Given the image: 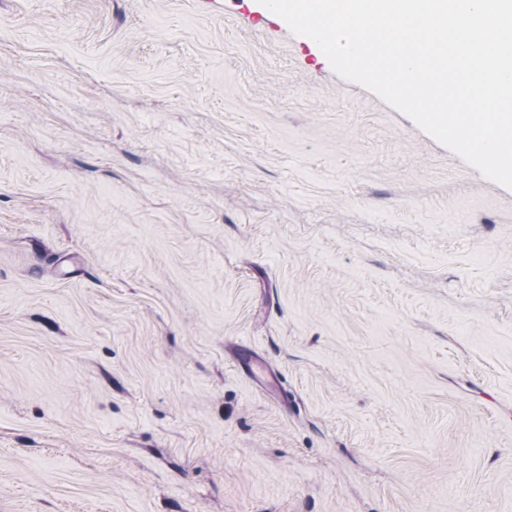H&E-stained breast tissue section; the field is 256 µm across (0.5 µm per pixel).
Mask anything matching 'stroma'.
Listing matches in <instances>:
<instances>
[{
  "label": "stroma",
  "instance_id": "obj_1",
  "mask_svg": "<svg viewBox=\"0 0 512 512\" xmlns=\"http://www.w3.org/2000/svg\"><path fill=\"white\" fill-rule=\"evenodd\" d=\"M263 10L0 0V512H512V189Z\"/></svg>",
  "mask_w": 512,
  "mask_h": 512
}]
</instances>
